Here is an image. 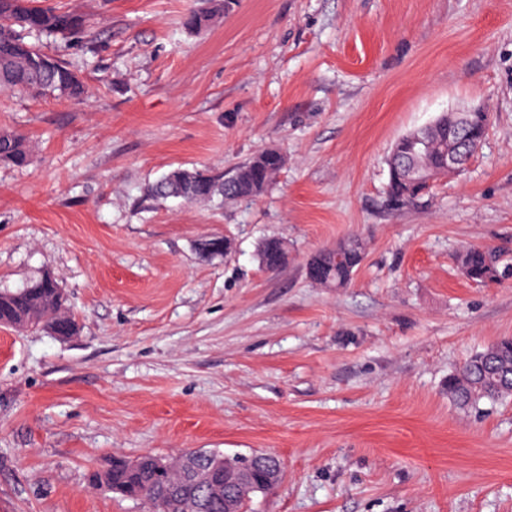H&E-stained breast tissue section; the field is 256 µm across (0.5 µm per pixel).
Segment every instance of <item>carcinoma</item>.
Segmentation results:
<instances>
[{"instance_id":"1","label":"carcinoma","mask_w":512,"mask_h":512,"mask_svg":"<svg viewBox=\"0 0 512 512\" xmlns=\"http://www.w3.org/2000/svg\"><path fill=\"white\" fill-rule=\"evenodd\" d=\"M235 3L236 0H222L210 8L192 10L184 24L189 29H201L209 24L214 13L227 12ZM88 27L89 20L84 14L56 10L43 4V0H0V88L32 95L56 93L81 98L85 86L77 72L60 56L42 52L35 41L45 37L65 43ZM424 130V148L416 147L411 132L391 148L387 159V193L396 204H410L430 188V183L409 174L411 166L429 171L435 181L448 177L447 113H440ZM30 161L27 138L14 131L0 130V164L25 167ZM283 163L279 151L267 149L228 176L218 169L176 168L152 184L148 196L180 198L188 203L251 200L270 187ZM258 254L263 266L277 270L288 262V244L269 238L261 243ZM364 259V244L352 236L312 256L307 271L309 278L321 286L344 288ZM458 263L462 274L477 283L512 279V257L501 250L467 247L459 253ZM1 324L15 328L63 324L69 335L77 331L62 288L51 274L24 288L0 290ZM448 397L465 408H476L484 400L512 398V336L502 337L475 353L448 376ZM89 483L129 499L141 497L149 502L153 512H181L178 500L158 493V477L146 458L113 461L106 470L90 475Z\"/></svg>"}]
</instances>
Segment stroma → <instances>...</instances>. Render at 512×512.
Returning a JSON list of instances; mask_svg holds the SVG:
<instances>
[{
    "instance_id": "stroma-1",
    "label": "stroma",
    "mask_w": 512,
    "mask_h": 512,
    "mask_svg": "<svg viewBox=\"0 0 512 512\" xmlns=\"http://www.w3.org/2000/svg\"><path fill=\"white\" fill-rule=\"evenodd\" d=\"M89 30L64 57L80 101L0 89V289L57 278L61 338L0 326V512H146L92 487L112 458L267 453L251 512H512V400L463 410L448 377L512 336V280L455 254L512 248V0H48ZM483 107L467 169L411 205L386 195L401 135ZM285 162L248 201L149 200L177 167ZM355 235L345 288L309 259ZM229 250L201 257V240ZM280 238L270 270L260 243ZM221 3L215 4L210 8H202L197 10H191L185 17L184 24L189 29H201L206 27L212 20V16L215 12L229 11L236 0H222ZM30 161L31 154L27 138L14 131L0 130V164L25 167L30 164ZM259 260L270 270H277L288 262V244L278 238L264 240L258 250ZM462 274L477 283L493 284L512 279V257L484 247H467L458 255Z\"/></svg>"
}]
</instances>
